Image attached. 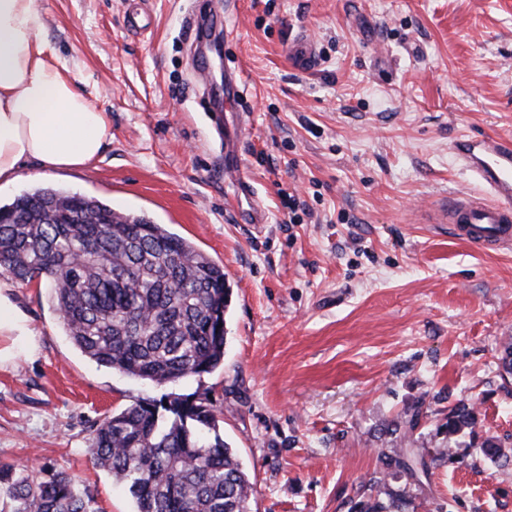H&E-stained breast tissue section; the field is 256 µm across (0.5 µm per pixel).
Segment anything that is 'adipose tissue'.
Segmentation results:
<instances>
[{
	"mask_svg": "<svg viewBox=\"0 0 512 512\" xmlns=\"http://www.w3.org/2000/svg\"><path fill=\"white\" fill-rule=\"evenodd\" d=\"M40 27L35 0H0V187L29 161L47 174L85 168L112 138L107 114L78 88ZM35 334L0 281V362L12 360L13 341Z\"/></svg>",
	"mask_w": 512,
	"mask_h": 512,
	"instance_id": "1",
	"label": "adipose tissue"
}]
</instances>
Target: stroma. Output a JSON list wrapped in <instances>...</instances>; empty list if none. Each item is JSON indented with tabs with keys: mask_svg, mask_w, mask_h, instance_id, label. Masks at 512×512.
Returning a JSON list of instances; mask_svg holds the SVG:
<instances>
[{
	"mask_svg": "<svg viewBox=\"0 0 512 512\" xmlns=\"http://www.w3.org/2000/svg\"><path fill=\"white\" fill-rule=\"evenodd\" d=\"M42 35L107 112L112 139L80 170L30 162L0 206L42 187L163 224L224 267V363L189 380L254 484L253 512H356L382 478L406 512H512V247L482 250L433 224L431 203L479 192L457 135L512 137V0H36ZM224 34L202 52L195 7ZM307 35L316 63L294 64ZM242 67L240 174L268 219L245 223L214 122L221 67ZM299 206L289 209V198ZM44 278L14 281L38 331L0 367V465L68 473L95 512H133L94 464L106 416L163 388L100 366L64 335ZM476 425L448 432V412ZM419 413L428 492L379 454ZM475 424V414L473 408L461 404L453 407L448 412V432L455 434L465 427L472 428Z\"/></svg>",
	"mask_w": 512,
	"mask_h": 512,
	"instance_id": "obj_1",
	"label": "stroma"
}]
</instances>
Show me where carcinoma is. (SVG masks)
Instances as JSON below:
<instances>
[{"label": "carcinoma", "instance_id": "obj_1", "mask_svg": "<svg viewBox=\"0 0 512 512\" xmlns=\"http://www.w3.org/2000/svg\"><path fill=\"white\" fill-rule=\"evenodd\" d=\"M0 211L14 216L0 223V270L22 282L45 277L65 336L86 357L173 389L106 417L93 436L95 464L128 487L134 512H251L253 483L215 434L216 416L197 394L174 392L224 362V267L165 225L95 198L39 188ZM474 424L464 404L448 412L450 434ZM386 465L423 487L420 449L396 447ZM361 491L359 512H405L406 498L385 483ZM1 498L9 512H94L65 472L41 479L0 465Z\"/></svg>", "mask_w": 512, "mask_h": 512}]
</instances>
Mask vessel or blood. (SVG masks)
I'll return each mask as SVG.
<instances>
[{
    "mask_svg": "<svg viewBox=\"0 0 512 512\" xmlns=\"http://www.w3.org/2000/svg\"><path fill=\"white\" fill-rule=\"evenodd\" d=\"M242 77L229 73L224 98L227 108L236 103L234 89ZM225 112L218 118L224 123V164L234 169L239 164L238 120L228 119ZM455 162L484 187L483 195L456 194L449 198L443 220L455 238L490 250L512 246V140L490 135L462 134L450 145ZM233 198L246 204L249 223L262 224L266 212L257 201L250 179L239 177L233 182Z\"/></svg>",
    "mask_w": 512,
    "mask_h": 512,
    "instance_id": "obj_1",
    "label": "vessel or blood"
}]
</instances>
